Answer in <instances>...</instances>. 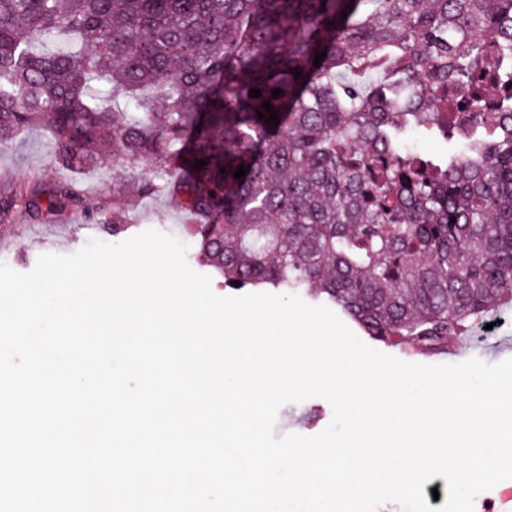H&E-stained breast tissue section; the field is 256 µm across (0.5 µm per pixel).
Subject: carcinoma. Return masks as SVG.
<instances>
[{
  "mask_svg": "<svg viewBox=\"0 0 512 512\" xmlns=\"http://www.w3.org/2000/svg\"><path fill=\"white\" fill-rule=\"evenodd\" d=\"M510 58L512 0H0V142L44 127L62 173L0 212L81 201L107 142L153 163L139 193L177 203L224 287L314 288L373 340L437 352L512 300Z\"/></svg>",
  "mask_w": 512,
  "mask_h": 512,
  "instance_id": "carcinoma-1",
  "label": "carcinoma"
}]
</instances>
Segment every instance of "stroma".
Returning <instances> with one entry per match:
<instances>
[{
  "mask_svg": "<svg viewBox=\"0 0 512 512\" xmlns=\"http://www.w3.org/2000/svg\"><path fill=\"white\" fill-rule=\"evenodd\" d=\"M151 163L133 167L105 162L101 168L79 175V186L86 199L111 203L116 192H124V221L130 235L155 229L173 235L187 247L188 265H195L196 249L186 231V214L168 197L158 194L140 196L133 192L138 181L153 177ZM60 179L50 157L46 131L32 127L17 140L0 143V198H9L17 185H25L29 193L49 198ZM111 242L112 237L99 228L96 221L85 218L79 208L45 213L34 217L15 208L9 226L0 230V262L19 273L31 272L41 255H69L83 248L89 240ZM478 358L488 364L512 359V302L475 320L454 356L461 363ZM333 419V409L322 398L283 405L277 415L276 436L297 433L314 436Z\"/></svg>",
  "mask_w": 512,
  "mask_h": 512,
  "instance_id": "obj_1",
  "label": "stroma"
}]
</instances>
